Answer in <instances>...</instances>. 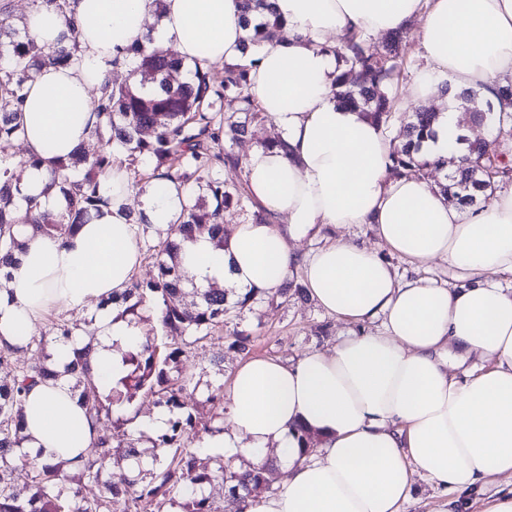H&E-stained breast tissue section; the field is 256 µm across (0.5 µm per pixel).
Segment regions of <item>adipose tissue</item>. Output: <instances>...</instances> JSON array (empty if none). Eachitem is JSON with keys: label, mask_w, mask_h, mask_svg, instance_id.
Listing matches in <instances>:
<instances>
[{"label": "adipose tissue", "mask_w": 512, "mask_h": 512, "mask_svg": "<svg viewBox=\"0 0 512 512\" xmlns=\"http://www.w3.org/2000/svg\"><path fill=\"white\" fill-rule=\"evenodd\" d=\"M287 28L250 53L239 0H73L25 18L29 34L52 47H76L77 59L43 70L22 112L25 149L47 160L72 153L96 120L91 92L127 71L129 48L152 35L184 64L240 63L257 56L250 93L283 147L250 149L244 178L266 221L238 224L226 249L206 238L186 246L196 283L271 292L303 267L310 295L329 316L356 325L329 351L293 363L253 358L235 370L228 424L203 448L225 461L263 464L275 450L287 473L270 497L249 498L243 512H400L413 473L444 493L487 494L483 512H512V188L468 212L419 176L391 177L393 146L363 112L337 104L336 39L356 29L371 36L421 19L425 65L409 88L414 100L443 88L475 89L486 100L512 79V0H273ZM458 109L447 100L432 160L460 157L450 141ZM126 168L99 179L106 203L69 238L28 240L0 289V347L25 350L53 313L96 310L100 342L93 373L120 379L122 355L140 328L121 318L120 293L139 265L133 201L154 228L177 223L182 196L153 181L134 190ZM374 225L388 248L413 263L441 260L456 275L445 287L402 282L377 250L344 240L302 254L297 243L320 226ZM381 321L378 332L363 324ZM54 378L37 381L24 404L25 447L43 459L82 464L98 426L64 374L70 348L51 341ZM320 439L304 454L300 430Z\"/></svg>", "instance_id": "ef3b65f1"}]
</instances>
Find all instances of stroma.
Here are the masks:
<instances>
[{"mask_svg":"<svg viewBox=\"0 0 512 512\" xmlns=\"http://www.w3.org/2000/svg\"><path fill=\"white\" fill-rule=\"evenodd\" d=\"M419 21H412L404 31L407 63L394 95V109L397 115L414 111L415 101L407 96V88L424 66L425 60L417 31ZM338 240H353L372 248H381L376 230L370 224H356L345 228L321 227L310 239L302 242L300 248L308 252L324 244ZM242 324L253 332V342L249 355L235 350H195L182 357L178 371L191 377L193 392L187 397L188 404L201 407L211 387L230 384L236 368L246 357H274L286 362L297 360L307 352L326 351L335 346L340 336L346 335L348 324L328 316L311 296H292L286 304L276 306L256 301L252 309L241 315Z\"/></svg>","mask_w":512,"mask_h":512,"instance_id":"35a3bbf8","label":"stroma"}]
</instances>
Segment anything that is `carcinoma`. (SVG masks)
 Here are the masks:
<instances>
[{"mask_svg": "<svg viewBox=\"0 0 512 512\" xmlns=\"http://www.w3.org/2000/svg\"><path fill=\"white\" fill-rule=\"evenodd\" d=\"M242 4L245 22L251 26L245 49L254 53L286 22L271 11L269 0H242ZM129 52L131 74L139 80L101 89L97 122L90 132V140L100 147L83 148L69 159L48 163L35 154L19 162L35 168L49 164L46 189L65 201V209L53 222L38 214L28 215L23 224L16 222L10 210L14 198L25 200L31 210L37 203L23 194L13 161L0 156V278L9 277L8 269L16 265V255L29 237L38 233L72 237L88 223L103 203L99 176L113 166L131 168L136 186L156 179L173 184L185 201L166 238L152 237V225L142 212L132 215V223L138 225L140 256L156 274L148 281L131 276L121 295L123 316L137 325L152 323L142 342L123 354L126 374L113 386L97 385L90 367L94 350L90 342L73 349L64 361L65 372L96 423L110 418L113 407L131 403L140 392L167 408V427L152 439L148 461L139 439L125 429L131 419L119 415L112 420L113 432L98 436L82 468L68 470L62 463L40 462L21 447L22 406L31 384L50 377L51 371L37 363L13 368L11 380L0 383V512H112L117 499L124 500L126 512H168L171 493L177 489L187 490L181 512H221L208 492L215 483L224 484L228 496L240 502L270 489L274 480L275 469L268 464L240 472L219 458L212 469L197 467L195 449L183 437L195 429L211 434L216 424L224 423V385L207 396L210 411L205 419L186 403L191 379L170 374L172 365L187 352L222 345L226 335L231 338L229 348L249 352L252 332L242 328L241 313L254 303L256 292L239 294L231 303L222 288L194 284L188 290L181 259L184 245L199 236H208L217 248L227 246L224 210L256 206L247 187H228L215 173L225 166L243 165V157L224 147V141H237L268 121L249 93L256 59L226 64L220 71L197 64L189 69L148 35ZM336 54L342 63L336 98L388 128L393 119L389 92L398 85L403 66L396 42L374 52L367 36L349 30ZM72 61L73 53L47 48L26 30L0 20V140H18L24 134L21 104L35 76ZM454 98L460 101L464 123L484 121L501 128L512 122L511 113L495 110L473 90L457 92ZM222 102L232 112L222 111L218 107ZM436 118L437 113L427 111L409 115L402 144L391 154V175H418L431 167L420 150ZM457 140L467 143L468 154L449 172L441 191L454 204L471 208L486 202L495 184L512 179V160L487 142L463 136ZM188 294L192 300L181 302ZM80 330L81 321L69 318L52 322L50 333L67 341ZM20 468L27 469L32 490L26 499L13 491V475ZM88 484L97 485L98 494L85 496L83 488Z\"/></svg>", "mask_w": 512, "mask_h": 512, "instance_id": "1", "label": "carcinoma"}]
</instances>
